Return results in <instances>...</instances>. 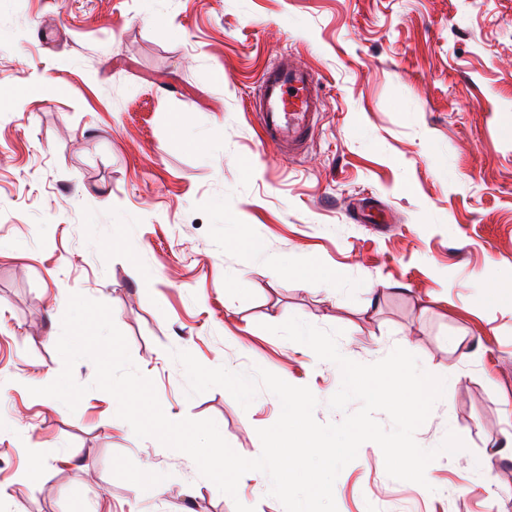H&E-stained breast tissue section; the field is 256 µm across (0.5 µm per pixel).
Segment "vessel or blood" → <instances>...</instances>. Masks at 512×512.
<instances>
[{"instance_id": "obj_1", "label": "vessel or blood", "mask_w": 512, "mask_h": 512, "mask_svg": "<svg viewBox=\"0 0 512 512\" xmlns=\"http://www.w3.org/2000/svg\"><path fill=\"white\" fill-rule=\"evenodd\" d=\"M318 81L308 69L289 62L264 71L252 104L269 141L289 148L312 133Z\"/></svg>"}]
</instances>
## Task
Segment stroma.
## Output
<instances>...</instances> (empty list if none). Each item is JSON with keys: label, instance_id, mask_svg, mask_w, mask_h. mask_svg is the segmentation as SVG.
<instances>
[{"label": "stroma", "instance_id": "1", "mask_svg": "<svg viewBox=\"0 0 512 512\" xmlns=\"http://www.w3.org/2000/svg\"><path fill=\"white\" fill-rule=\"evenodd\" d=\"M284 56L319 82L293 153L246 107ZM309 259L339 285L288 274ZM486 279L512 282V0H0V512H284L265 474L231 497L137 438L91 360L76 410L30 394L62 370L73 293L111 307L166 415L214 420L246 458L278 399L187 397L172 351L308 387L321 423L342 418L341 373L271 333L290 317L360 363L399 346L456 371L415 439L464 450L422 486L364 443L337 512H512V300L485 301Z\"/></svg>", "mask_w": 512, "mask_h": 512}]
</instances>
